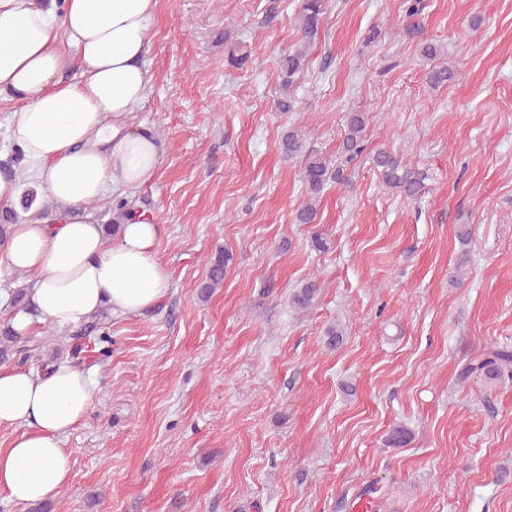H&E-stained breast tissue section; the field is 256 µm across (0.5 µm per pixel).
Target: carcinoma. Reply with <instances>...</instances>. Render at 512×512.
Segmentation results:
<instances>
[{
  "instance_id": "cac0c4a2",
  "label": "carcinoma",
  "mask_w": 512,
  "mask_h": 512,
  "mask_svg": "<svg viewBox=\"0 0 512 512\" xmlns=\"http://www.w3.org/2000/svg\"><path fill=\"white\" fill-rule=\"evenodd\" d=\"M324 9V0H302L299 22L303 45L279 60L281 93L276 106L281 112H290L294 108L291 91L299 75L304 72L306 49L319 38ZM405 33L409 38L417 40V50L423 59L432 62L442 54L441 47L434 40L424 37L420 25L415 23L408 25L405 28ZM454 79V70L444 63L433 66L426 72V83L432 89L443 87ZM368 124L367 113H348L344 136L337 150L339 159L336 161L326 158L314 150H305V141L299 132L290 130L283 134L281 137L283 152L290 157L298 155L304 157L302 181L308 194V202L298 212L299 223H315L318 217L315 201L327 184L349 182V178L345 175V164L363 153ZM372 163L379 173L381 185L387 192L406 200L421 198L422 192H424L425 176L404 165L394 152L386 148L380 149L374 153ZM230 260L231 256L221 255L211 263L201 295H206L224 283V274ZM318 290L319 286L316 281L308 279L302 282L290 297L292 306L298 310L308 309L313 305ZM48 342H50L48 335L42 338L22 337L12 327L7 326L0 331V360L18 366H26L33 358V352ZM510 370H512V350L498 346L467 361L459 372V379L467 381L471 378H480L493 382ZM383 497L384 494L375 483L365 485L353 492L347 489L336 501V510L337 512H348V510L360 506L364 501L369 504L377 503Z\"/></svg>"
}]
</instances>
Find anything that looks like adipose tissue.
<instances>
[{
    "label": "adipose tissue",
    "instance_id": "1",
    "mask_svg": "<svg viewBox=\"0 0 512 512\" xmlns=\"http://www.w3.org/2000/svg\"><path fill=\"white\" fill-rule=\"evenodd\" d=\"M158 0H0V95L21 101L8 134L23 160L0 175V204L39 191L53 211L32 206L0 240V275L26 277L31 310L11 318L30 335L37 321L74 328L102 309L124 317L169 290L159 259L163 227L131 220L109 239L88 212L105 192L121 198L159 175L164 149L134 128L145 99L150 26ZM79 78L64 81L72 64ZM98 382L62 360L40 372L0 364V492L17 504L56 499L71 475L64 440L89 413Z\"/></svg>",
    "mask_w": 512,
    "mask_h": 512
}]
</instances>
